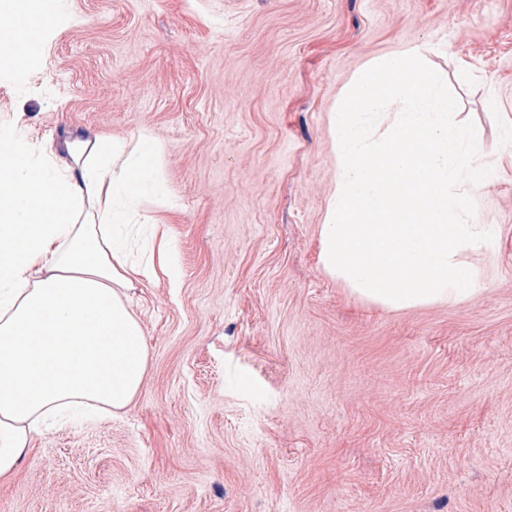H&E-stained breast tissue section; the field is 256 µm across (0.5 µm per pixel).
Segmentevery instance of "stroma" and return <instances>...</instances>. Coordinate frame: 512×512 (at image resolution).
I'll return each mask as SVG.
<instances>
[{
    "mask_svg": "<svg viewBox=\"0 0 512 512\" xmlns=\"http://www.w3.org/2000/svg\"><path fill=\"white\" fill-rule=\"evenodd\" d=\"M0 120L162 150L141 223L171 237L132 307L143 384L109 419L36 435L0 512H512V0H70ZM423 43L494 164L460 259L473 301L401 311L319 264L330 116Z\"/></svg>",
    "mask_w": 512,
    "mask_h": 512,
    "instance_id": "1",
    "label": "stroma"
}]
</instances>
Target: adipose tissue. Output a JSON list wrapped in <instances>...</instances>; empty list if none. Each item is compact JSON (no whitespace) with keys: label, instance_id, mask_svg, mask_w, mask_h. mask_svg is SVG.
<instances>
[{"label":"adipose tissue","instance_id":"adipose-tissue-1","mask_svg":"<svg viewBox=\"0 0 512 512\" xmlns=\"http://www.w3.org/2000/svg\"><path fill=\"white\" fill-rule=\"evenodd\" d=\"M18 16L0 38L18 82L73 20L69 0H0ZM159 152L67 137L47 151L0 122V477L50 421L94 422L127 408L148 350L129 307L152 262L130 257L138 205L160 187Z\"/></svg>","mask_w":512,"mask_h":512}]
</instances>
